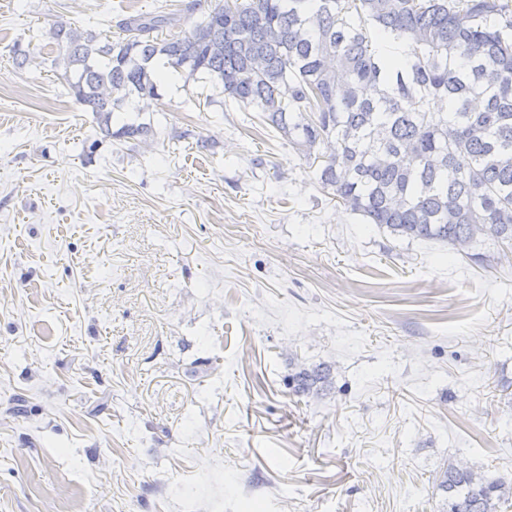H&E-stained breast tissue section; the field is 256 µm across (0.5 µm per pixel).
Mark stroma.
I'll return each mask as SVG.
<instances>
[{
	"mask_svg": "<svg viewBox=\"0 0 512 512\" xmlns=\"http://www.w3.org/2000/svg\"><path fill=\"white\" fill-rule=\"evenodd\" d=\"M187 2L0 0V512H448L452 465L512 492V249L363 223L206 80L135 139L69 95L52 24L181 34ZM329 370L319 367H301L291 375L289 382L293 384L294 391L302 395L318 394L330 381Z\"/></svg>",
	"mask_w": 512,
	"mask_h": 512,
	"instance_id": "stroma-1",
	"label": "stroma"
}]
</instances>
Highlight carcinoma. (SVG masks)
Here are the masks:
<instances>
[{"label": "carcinoma", "instance_id": "carcinoma-1", "mask_svg": "<svg viewBox=\"0 0 512 512\" xmlns=\"http://www.w3.org/2000/svg\"><path fill=\"white\" fill-rule=\"evenodd\" d=\"M164 15L130 16L117 39L62 23L75 102L113 135L134 95L162 99L165 70L200 74L258 113L307 160L323 188L395 236L512 247V7L504 0H216L168 38ZM330 373L301 367L294 391ZM448 512H498L504 483L451 466Z\"/></svg>", "mask_w": 512, "mask_h": 512}]
</instances>
